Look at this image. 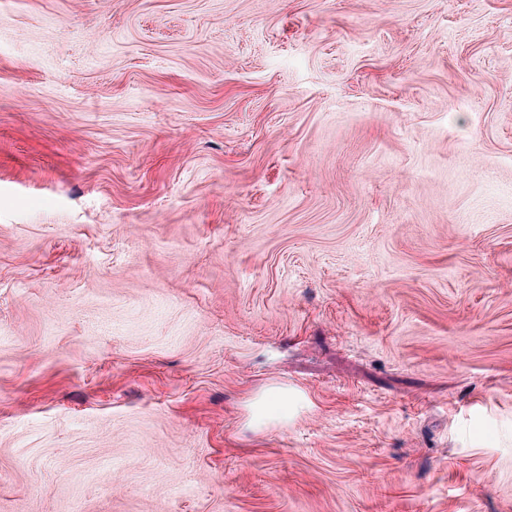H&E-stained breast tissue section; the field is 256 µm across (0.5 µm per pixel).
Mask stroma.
Wrapping results in <instances>:
<instances>
[{
	"mask_svg": "<svg viewBox=\"0 0 512 512\" xmlns=\"http://www.w3.org/2000/svg\"><path fill=\"white\" fill-rule=\"evenodd\" d=\"M0 512H512V0H0Z\"/></svg>",
	"mask_w": 512,
	"mask_h": 512,
	"instance_id": "35a3bbf8",
	"label": "stroma"
}]
</instances>
